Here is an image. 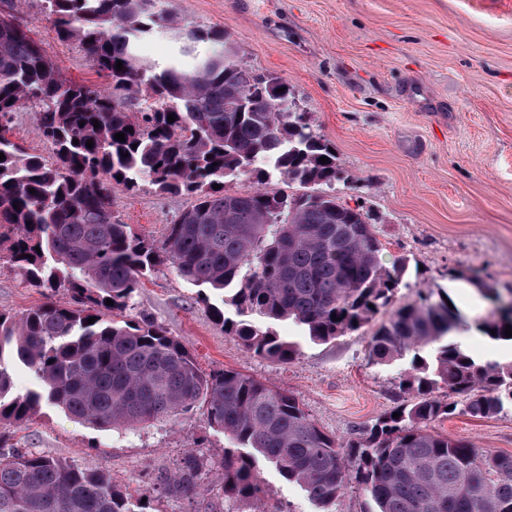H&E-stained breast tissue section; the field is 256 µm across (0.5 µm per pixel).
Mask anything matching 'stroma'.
I'll return each instance as SVG.
<instances>
[{
	"instance_id": "stroma-1",
	"label": "stroma",
	"mask_w": 512,
	"mask_h": 512,
	"mask_svg": "<svg viewBox=\"0 0 512 512\" xmlns=\"http://www.w3.org/2000/svg\"><path fill=\"white\" fill-rule=\"evenodd\" d=\"M180 21L223 30L256 73L290 85L316 134L336 153L338 195L375 220L379 259L408 262L395 303L426 288L445 289L465 318L495 310L471 278L500 293L512 288V0H162ZM10 12L69 78L111 93L94 62L57 34L44 0H12ZM9 137L52 160L54 148L33 112H15ZM193 203L159 194L149 180L116 188L112 209L123 223L162 239ZM48 294L0 260V313L19 315ZM120 319L148 321L179 338L206 374L234 369L292 392L327 434L344 442L410 395L400 378L409 360L379 365L371 327L329 343L291 324L277 332L298 356L282 364L253 355L215 320L202 288L166 264L142 282ZM436 432L512 454V406L490 418L458 412ZM17 447L102 467L121 489L151 487L148 512H225L224 451L231 441L212 427L204 406L178 420L132 433L101 430L43 406L10 426ZM203 462L195 492L156 490L185 452ZM263 493L239 512H317L301 487L259 462Z\"/></svg>"
}]
</instances>
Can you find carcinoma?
Masks as SVG:
<instances>
[{
  "label": "carcinoma",
  "mask_w": 512,
  "mask_h": 512,
  "mask_svg": "<svg viewBox=\"0 0 512 512\" xmlns=\"http://www.w3.org/2000/svg\"><path fill=\"white\" fill-rule=\"evenodd\" d=\"M45 3L57 33L82 47L112 93L68 78L14 16L0 14V228L12 230L9 260L31 283L78 296L76 306L0 313V423L23 424L47 404L95 428L131 430L201 403L239 449L224 452V496L234 505L262 492L261 458L321 512L353 482L378 512H512V454L432 430L455 412L432 396L441 386L464 396L465 412L477 418L512 402V361L482 363L448 340L462 314L442 288L401 305L372 333L377 364L412 356L401 386L413 400L345 444L287 390L234 370L205 374L163 328L106 317L126 309L142 279L168 262L217 296L210 308L225 333L258 357L288 363L298 347L273 324L292 322L321 343L357 331L391 304L407 263L382 267L373 218L336 193L335 152L297 111L288 83L256 73L224 31L186 30L184 51L196 53L195 62L163 66L139 50L146 37L177 25L158 0ZM241 96L246 110L230 111V100ZM284 100L287 112L277 107ZM27 103L54 146L51 164L7 137L13 112ZM119 132L126 141L114 139ZM272 171L303 192L222 188L241 178L262 185ZM142 179L161 193L196 196L160 241L112 211V188L132 190ZM496 300L501 313L479 318L476 328L512 342L504 333L512 300ZM226 306L233 316H225ZM254 317L270 326H256ZM429 345L437 346L430 361L419 355ZM17 364L36 388L15 395ZM201 466L189 451L160 484L190 492ZM146 496L116 489L103 469L0 437V512H144Z\"/></svg>",
  "instance_id": "cac0c4a2"
}]
</instances>
